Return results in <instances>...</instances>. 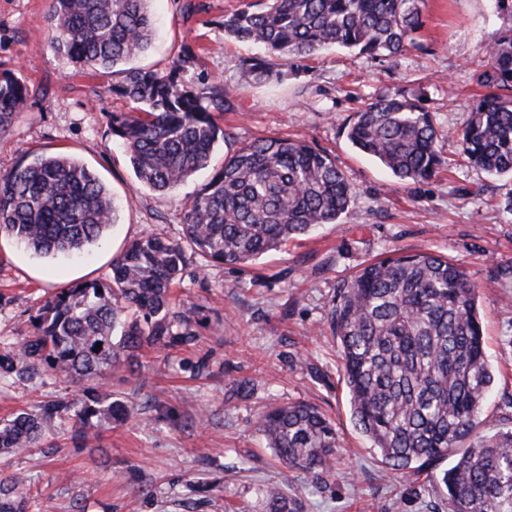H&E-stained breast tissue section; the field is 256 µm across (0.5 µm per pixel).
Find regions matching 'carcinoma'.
Segmentation results:
<instances>
[{
  "mask_svg": "<svg viewBox=\"0 0 512 512\" xmlns=\"http://www.w3.org/2000/svg\"><path fill=\"white\" fill-rule=\"evenodd\" d=\"M425 0H244L224 15V36L261 47L242 62L248 80L279 75L275 58L294 62L339 47L372 58L416 44ZM51 47L81 69L110 70L143 55L154 19L149 0H51ZM473 81L484 93L458 132L461 156L495 176H512V24L484 49ZM199 60L186 45L165 71L128 68L112 92L132 107L112 113V135L125 147L138 182L169 191L208 168L229 137L220 116L239 88L214 80L188 84ZM29 89L0 71V136L26 110ZM347 139L401 182H420L443 164L439 130L418 99L382 96L363 106ZM350 185L329 154L270 136L224 158L186 205L183 242L154 235L113 259L105 280L77 282L47 298L29 335L0 349V386L43 376L78 387L70 398L19 409L0 419V454L52 448L56 427L74 421L86 447L103 422L134 411L100 390L106 372L131 370L145 347L194 341L190 311L173 298L186 264L183 243L224 265L278 249L347 211ZM115 223L112 196L94 171L65 153L32 154L0 174V235L43 257H76ZM342 347L343 377L356 426L395 471H421L456 456L443 472L448 512H512V426L477 433L493 375L484 349L475 289L461 266L432 252L369 264L344 282L331 311ZM268 447L307 475H332L336 428L317 407L294 403L260 419ZM30 478L0 477V512H35ZM267 512H299L281 487L264 490Z\"/></svg>",
  "mask_w": 512,
  "mask_h": 512,
  "instance_id": "1",
  "label": "carcinoma"
}]
</instances>
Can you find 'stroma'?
I'll return each instance as SVG.
<instances>
[{
    "label": "stroma",
    "mask_w": 512,
    "mask_h": 512,
    "mask_svg": "<svg viewBox=\"0 0 512 512\" xmlns=\"http://www.w3.org/2000/svg\"><path fill=\"white\" fill-rule=\"evenodd\" d=\"M152 0L156 30L137 66H168L182 43L200 45L201 60L185 82L221 79L240 86L223 116L230 137L213 164L264 136L290 137L329 152L344 170L351 201L339 223L295 238L243 265H224L187 249L176 289L193 310L196 340L150 349L135 374H106L103 390L133 404L137 416L101 428L92 448L72 442L62 422L51 453L0 455V475H31L40 512H265L263 490L281 483L300 512H447L434 478L450 460L404 475L382 464L356 427L343 379L342 348L330 311L336 291L366 265L395 253L434 252L467 273L477 291L484 347L495 383L483 409L491 428L512 425V177L468 166L454 138L469 119L477 88L472 72L505 25L492 0H426L422 48L373 59L331 48L290 65L277 81L249 84L241 61L257 49L225 37L224 16L242 0ZM50 0H0V69L30 88L25 112L0 136V170L33 153L64 152L96 172L109 189L117 221L83 260L40 257L0 235V337L29 333L31 318L57 289L105 279L113 257L147 234L182 238L184 207L212 176L196 174L161 192L136 180L110 115L130 103L113 93L122 72L79 71L49 44ZM421 97L443 132L447 164L430 179L397 181L359 153L345 126L379 96ZM64 379L0 389V418L13 410L75 394ZM319 406L336 425L337 471L318 477L287 469L259 430L263 412L294 402Z\"/></svg>",
    "instance_id": "stroma-1"
}]
</instances>
